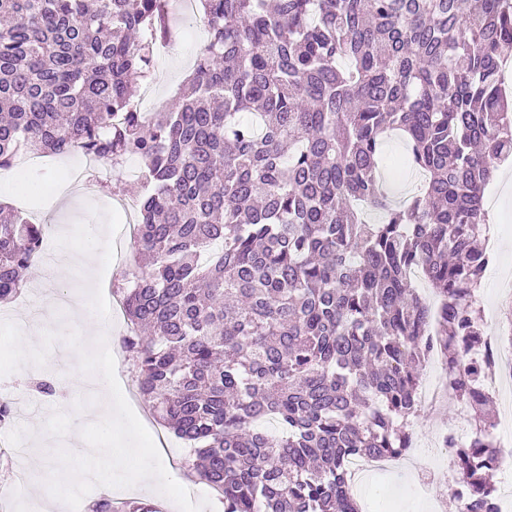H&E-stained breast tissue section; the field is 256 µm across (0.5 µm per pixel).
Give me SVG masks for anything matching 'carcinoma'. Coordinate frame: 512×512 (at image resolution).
Returning <instances> with one entry per match:
<instances>
[{
	"label": "carcinoma",
	"instance_id": "carcinoma-1",
	"mask_svg": "<svg viewBox=\"0 0 512 512\" xmlns=\"http://www.w3.org/2000/svg\"><path fill=\"white\" fill-rule=\"evenodd\" d=\"M196 2L194 77L147 116L131 105L164 0H0V168L27 153L143 162L122 347L224 512H357L348 463L412 447L439 350L474 425L445 438L457 512H496L492 398L476 390L490 365L462 346L484 336L483 196L512 156V0ZM391 132L426 174L405 204L377 172ZM42 239L0 205V301Z\"/></svg>",
	"mask_w": 512,
	"mask_h": 512
}]
</instances>
